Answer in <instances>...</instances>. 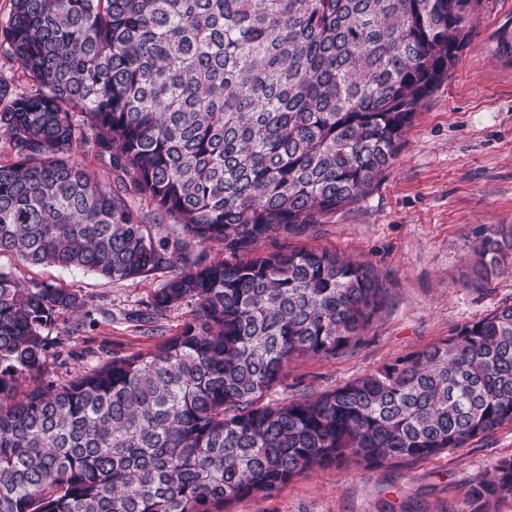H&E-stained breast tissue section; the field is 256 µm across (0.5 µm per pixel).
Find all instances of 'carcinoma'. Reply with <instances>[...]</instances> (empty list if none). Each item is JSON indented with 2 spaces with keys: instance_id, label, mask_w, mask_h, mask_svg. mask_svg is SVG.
Masks as SVG:
<instances>
[{
  "instance_id": "carcinoma-1",
  "label": "carcinoma",
  "mask_w": 512,
  "mask_h": 512,
  "mask_svg": "<svg viewBox=\"0 0 512 512\" xmlns=\"http://www.w3.org/2000/svg\"><path fill=\"white\" fill-rule=\"evenodd\" d=\"M481 0H11L0 46V254L123 280L167 268L141 318L182 330L62 381L79 293L0 271V512H229L349 460L405 466L512 424V304L315 397L263 393L296 354L360 345L386 289L325 250L237 260L356 202L448 77ZM512 62V26L497 32ZM91 147L106 184L75 156ZM145 197L183 238L152 237ZM219 246L208 262L188 241ZM474 274L512 263L485 227ZM31 387L17 396L19 380ZM512 496V458L464 512ZM0 76L12 81L18 91L29 88L27 80L22 76L21 69L16 61L7 56L0 49Z\"/></svg>"
}]
</instances>
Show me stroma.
Returning a JSON list of instances; mask_svg holds the SVG:
<instances>
[{"instance_id": "obj_1", "label": "stroma", "mask_w": 512, "mask_h": 512, "mask_svg": "<svg viewBox=\"0 0 512 512\" xmlns=\"http://www.w3.org/2000/svg\"><path fill=\"white\" fill-rule=\"evenodd\" d=\"M507 22L512 0H484L470 45L417 112L392 166L363 198L313 229L260 242V256L305 248L366 261L387 290L358 347L334 358H292L264 402L336 388L512 303L511 265L483 287L471 284L477 260L471 247L485 226L512 227V64L496 52V33ZM0 270L28 285L74 289L86 300L53 330L62 351L84 359L65 370L50 368L53 379L115 353L153 349L190 317L189 307L170 309L159 316L153 334L130 318L170 277L167 269L110 281L76 269L32 266L5 253ZM509 457L512 425H504L465 447L406 466L350 462L317 468L273 496L236 502L231 512H464L473 481Z\"/></svg>"}]
</instances>
